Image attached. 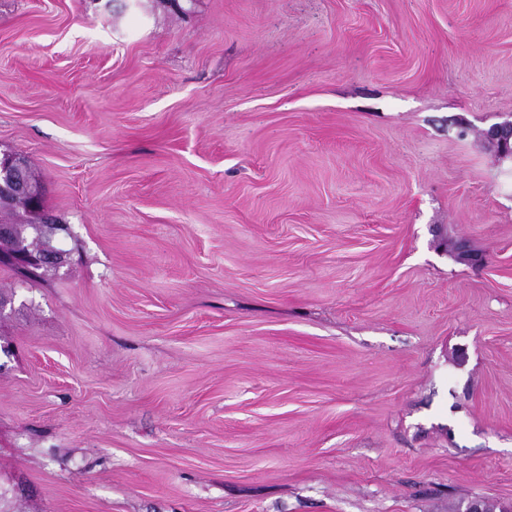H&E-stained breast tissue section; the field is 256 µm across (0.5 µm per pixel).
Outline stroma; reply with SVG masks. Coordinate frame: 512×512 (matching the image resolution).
<instances>
[{
    "label": "stroma",
    "mask_w": 512,
    "mask_h": 512,
    "mask_svg": "<svg viewBox=\"0 0 512 512\" xmlns=\"http://www.w3.org/2000/svg\"><path fill=\"white\" fill-rule=\"evenodd\" d=\"M510 120L512 0H0L70 252L0 266V512L512 506ZM487 140L492 141L504 157L512 158V123L496 124L486 132Z\"/></svg>",
    "instance_id": "stroma-1"
}]
</instances>
